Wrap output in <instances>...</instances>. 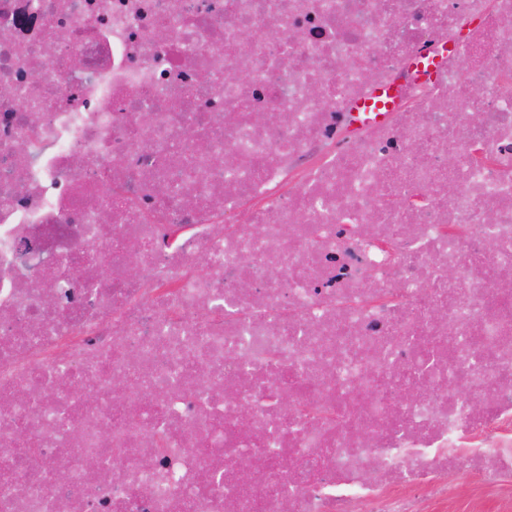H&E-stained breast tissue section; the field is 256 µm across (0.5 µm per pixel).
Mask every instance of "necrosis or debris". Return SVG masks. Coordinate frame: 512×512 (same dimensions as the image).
Returning <instances> with one entry per match:
<instances>
[{"label": "necrosis or debris", "instance_id": "1", "mask_svg": "<svg viewBox=\"0 0 512 512\" xmlns=\"http://www.w3.org/2000/svg\"><path fill=\"white\" fill-rule=\"evenodd\" d=\"M286 501L512 512V0H0V512Z\"/></svg>", "mask_w": 512, "mask_h": 512}]
</instances>
